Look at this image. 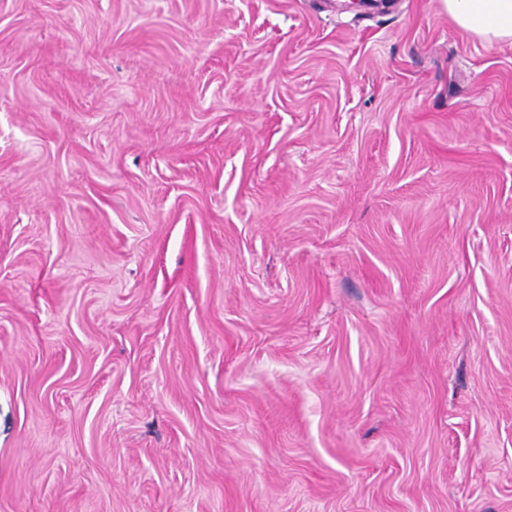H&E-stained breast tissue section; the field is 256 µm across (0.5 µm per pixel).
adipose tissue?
Listing matches in <instances>:
<instances>
[{
	"instance_id": "ef3b65f1",
	"label": "adipose tissue",
	"mask_w": 512,
	"mask_h": 512,
	"mask_svg": "<svg viewBox=\"0 0 512 512\" xmlns=\"http://www.w3.org/2000/svg\"><path fill=\"white\" fill-rule=\"evenodd\" d=\"M456 25L487 44L512 45V0H441Z\"/></svg>"
}]
</instances>
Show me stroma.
<instances>
[{
	"label": "stroma",
	"mask_w": 512,
	"mask_h": 512,
	"mask_svg": "<svg viewBox=\"0 0 512 512\" xmlns=\"http://www.w3.org/2000/svg\"><path fill=\"white\" fill-rule=\"evenodd\" d=\"M0 512H512V45L0 0Z\"/></svg>",
	"instance_id": "1"
}]
</instances>
